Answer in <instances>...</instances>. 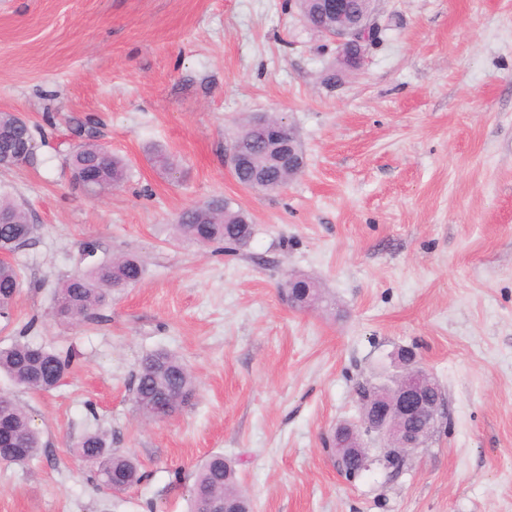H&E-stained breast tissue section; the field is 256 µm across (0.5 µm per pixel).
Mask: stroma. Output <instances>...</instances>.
Here are the masks:
<instances>
[{
    "mask_svg": "<svg viewBox=\"0 0 512 512\" xmlns=\"http://www.w3.org/2000/svg\"><path fill=\"white\" fill-rule=\"evenodd\" d=\"M378 42L353 69L288 0H0V112L25 117L33 162L0 167V196L38 226L14 253L18 336L73 363L47 392L17 387L46 448L0 463V512H188L196 467L231 459L254 512H512V0H376ZM275 112L305 167L275 192L224 162L241 125ZM90 127L126 159L91 199L67 165ZM176 156L172 179L151 147ZM221 195L254 224L233 253L174 237L184 209ZM97 258L141 257L144 280L91 321L51 309ZM312 277L326 306L283 290ZM178 355L198 380L181 411L145 422L141 357ZM410 350L448 415L387 481L336 470L325 440L357 423L358 381ZM105 431L142 481L99 495L71 448Z\"/></svg>",
    "mask_w": 512,
    "mask_h": 512,
    "instance_id": "obj_1",
    "label": "stroma"
}]
</instances>
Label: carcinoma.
Wrapping results in <instances>:
<instances>
[{"label": "carcinoma", "mask_w": 512, "mask_h": 512, "mask_svg": "<svg viewBox=\"0 0 512 512\" xmlns=\"http://www.w3.org/2000/svg\"><path fill=\"white\" fill-rule=\"evenodd\" d=\"M32 137L31 127L15 113L0 112V153H7ZM73 179L91 174L104 188L117 187L127 178L128 164L115 155H104L95 142L87 139L77 144L69 158ZM257 174L266 176L264 190L277 191L287 185L288 178L280 176L269 164L263 148L253 153V163L235 176L246 187ZM251 225L249 216L232 206L222 196L188 208L180 213L175 225L178 238L200 246L212 244L238 245L244 241V230ZM37 226L28 212L18 204L0 202V248L9 252L27 246L34 238ZM145 275L143 262L132 255H121L96 263L83 273L63 282L57 291L60 309L56 315L72 322L86 321L105 305L112 293L139 284ZM21 276L10 262H0V317L12 316L15 297L20 293ZM71 367V357L63 356L26 340L17 339L0 347V374H5L16 385L35 392L56 388ZM196 379L176 354L160 349L140 360L134 381L133 399L139 414L146 420H156L162 414L161 401L170 404L175 413L194 397ZM9 425V433L0 438V462L19 467L26 466L43 451V443L33 424L30 412L8 393H0V421ZM77 454L94 459L92 471L96 489L113 492V481L131 487L141 480L136 459L128 452L112 447L106 434L89 432L76 443ZM369 455L362 460H342L336 464L347 480L358 478L367 471ZM380 466L386 477L394 481L408 471L405 455L393 451ZM235 508L238 512H253L252 500L241 485L234 462L222 453L210 455L198 468L190 498L189 512H208L214 501Z\"/></svg>", "instance_id": "1"}]
</instances>
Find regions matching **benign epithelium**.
Instances as JSON below:
<instances>
[{
    "instance_id": "1",
    "label": "benign epithelium",
    "mask_w": 512,
    "mask_h": 512,
    "mask_svg": "<svg viewBox=\"0 0 512 512\" xmlns=\"http://www.w3.org/2000/svg\"><path fill=\"white\" fill-rule=\"evenodd\" d=\"M318 11L323 19L336 21V26L330 32L321 26L317 30L336 42L349 65L357 66L365 48L379 36L381 26L375 13H362L349 0H318ZM254 122L266 140V147L272 149L279 171L290 175L300 173L304 155L292 127L270 122L264 113L256 114ZM251 158V142L235 140L229 156L231 172L250 167ZM399 361L400 373L392 380L388 398L366 408L365 420L360 424L336 427L333 447H348L354 436L361 443L371 440L380 443L383 454L397 448L412 451L424 445V436L446 415L445 400L431 398L428 388H434L438 394L441 389L413 352H402Z\"/></svg>"
}]
</instances>
